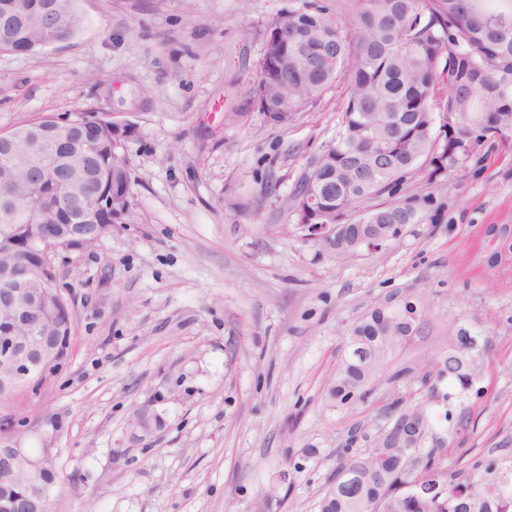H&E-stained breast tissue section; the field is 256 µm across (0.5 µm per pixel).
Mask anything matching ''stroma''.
Returning a JSON list of instances; mask_svg holds the SVG:
<instances>
[{
  "mask_svg": "<svg viewBox=\"0 0 512 512\" xmlns=\"http://www.w3.org/2000/svg\"><path fill=\"white\" fill-rule=\"evenodd\" d=\"M302 0H79L72 39L0 54V130L43 113L97 109L126 128L132 222L55 264L73 321L69 357L11 400L12 430L60 422L57 464L75 474L52 512H317L349 428L383 424L394 396L430 389L379 381L369 400L327 402L348 329L398 289L430 322L398 357L424 366L448 335L479 334L474 428L449 463L512 440V155L482 149L431 192L435 223L407 225L378 254L338 261L306 242L282 197L336 134V92L282 128L255 107L252 73L267 22ZM163 429L131 439L134 409Z\"/></svg>",
  "mask_w": 512,
  "mask_h": 512,
  "instance_id": "stroma-1",
  "label": "stroma"
}]
</instances>
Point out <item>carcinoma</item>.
I'll return each mask as SVG.
<instances>
[{
    "mask_svg": "<svg viewBox=\"0 0 512 512\" xmlns=\"http://www.w3.org/2000/svg\"><path fill=\"white\" fill-rule=\"evenodd\" d=\"M56 1L57 24L42 20ZM347 32L329 8L307 0L276 14L264 37L288 29L284 44H269L252 74L259 112L286 127L324 94L341 93L343 109L335 137L300 177L283 207L301 226L317 210L327 224H346L333 256L344 260L373 225L382 243L399 239L398 224H423L433 198L402 194L416 172L437 177L463 167L464 149L498 140L512 153V0H355ZM0 53H30L71 39L83 25L77 0H0ZM456 124H437L440 115ZM91 125L99 147L87 153L75 133ZM124 141L112 136V116L88 109L63 116L46 114L0 132V268L25 269L39 262L11 245L15 234L37 236L47 224L61 231L84 215L101 232L131 219V171ZM41 180L32 178V168ZM31 287H52L49 269L28 272ZM428 309L415 295L394 294L375 302L349 329L327 385L338 409L366 402L394 356L422 334ZM27 331L62 339L69 347L70 316L45 313L28 320ZM479 336L458 328L448 351L425 368L405 364L388 381L448 379L447 400L458 402L448 432L469 430L472 413L464 399L484 367ZM386 422L361 435L364 447L347 438L336 459L318 512H512V453L507 446L477 455L460 467L444 464L445 441L433 434L434 413L423 403L393 399ZM427 476L444 490L433 498L414 497L408 486ZM65 481L48 465L41 483L50 490Z\"/></svg>",
    "mask_w": 512,
    "mask_h": 512,
    "instance_id": "obj_1",
    "label": "carcinoma"
}]
</instances>
